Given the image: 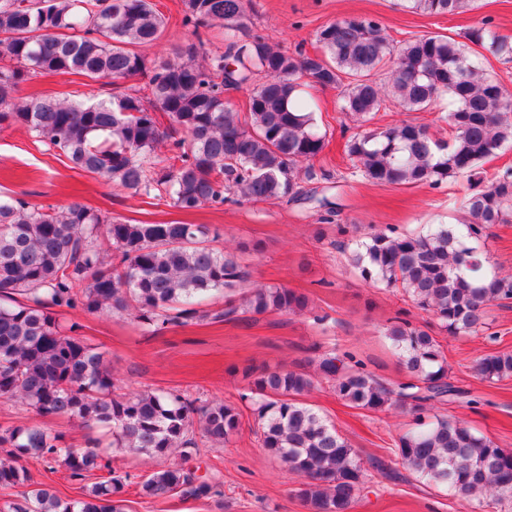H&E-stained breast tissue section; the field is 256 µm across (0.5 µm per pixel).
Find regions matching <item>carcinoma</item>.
Masks as SVG:
<instances>
[{
  "mask_svg": "<svg viewBox=\"0 0 512 512\" xmlns=\"http://www.w3.org/2000/svg\"><path fill=\"white\" fill-rule=\"evenodd\" d=\"M427 14L454 15L470 0H409ZM184 23L224 30L226 51L199 61L202 44L189 43L185 60L151 68L136 48L154 44L165 21L151 0H0V127L21 126L65 154L75 167L97 173L135 196L164 200L182 211L207 204L288 198L330 205L306 189L314 172L303 164L325 147L315 127L306 87L342 89V110L366 129L346 143L355 172L377 185L435 186L448 178L468 185L467 224H440L424 233L375 229L349 253L364 280L399 288L432 326L397 316L385 335L398 349L410 381L389 386L347 351L331 346L306 368L264 370L249 382L261 447L307 479L298 497L312 512H350L365 485L351 445L314 409L300 402L320 377L355 409L401 405L421 418L426 405L457 394L447 358L431 327L450 336L487 328V309L512 299V275L484 271L466 240L493 224L512 222V171L488 179L482 164L512 146V94L488 79L485 51L512 61V39L488 24L464 40L414 36L396 49L379 22L344 16L316 33L318 54L282 51L252 32L245 0H182ZM390 73L389 97L408 111H429L446 97L449 138L423 125L370 128L386 106L375 76ZM148 74L144 87L89 105L51 99L21 101L22 83L37 75L126 80ZM249 91L245 111L224 101L232 87ZM168 116L161 127L156 113ZM171 156L151 169L157 147ZM205 224L172 221L127 224L80 202L36 207L0 198V398H20L40 417L64 416L84 427L112 429V447L147 454L154 467L140 494L158 499H203L217 485L182 462L170 461L202 436L224 444L241 425L231 404L196 405L175 392L119 393L106 352L64 327L55 309L130 313L153 333L190 322H231L240 315L301 314L309 299L282 286L243 288L249 272L238 255L214 245ZM212 292L224 307L197 308ZM485 381L512 377V351L481 357ZM0 488H25L7 512H124L127 477L112 473L100 442L78 447L37 424L0 430ZM37 459L65 468L82 497L63 500L31 483L20 464ZM448 488L466 500L491 493L512 499V451L496 446L454 417L435 415L396 440L391 464ZM109 476L86 484L100 471Z\"/></svg>",
  "mask_w": 512,
  "mask_h": 512,
  "instance_id": "obj_1",
  "label": "carcinoma"
}]
</instances>
